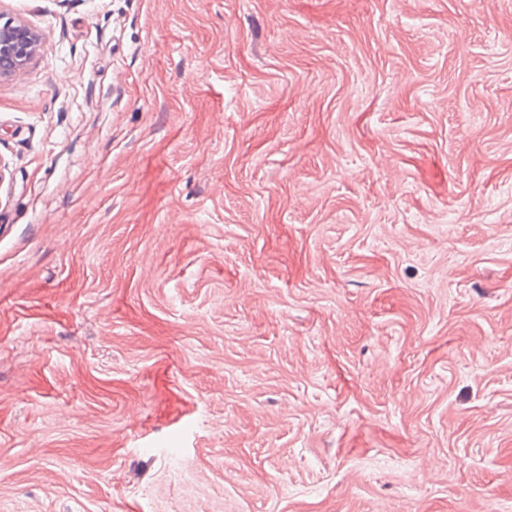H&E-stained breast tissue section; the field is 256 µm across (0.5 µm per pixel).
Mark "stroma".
<instances>
[{
	"label": "stroma",
	"mask_w": 512,
	"mask_h": 512,
	"mask_svg": "<svg viewBox=\"0 0 512 512\" xmlns=\"http://www.w3.org/2000/svg\"><path fill=\"white\" fill-rule=\"evenodd\" d=\"M0 13V512H512V0ZM41 36L25 24L0 25V78L24 69L37 54Z\"/></svg>",
	"instance_id": "stroma-1"
}]
</instances>
